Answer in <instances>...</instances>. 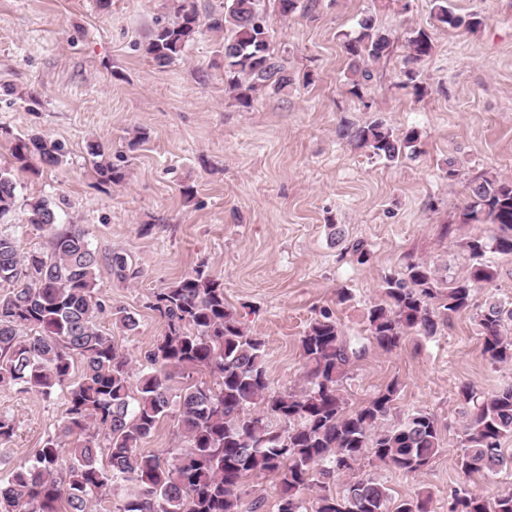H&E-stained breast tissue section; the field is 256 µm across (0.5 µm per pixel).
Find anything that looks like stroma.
<instances>
[{
    "label": "stroma",
    "instance_id": "obj_1",
    "mask_svg": "<svg viewBox=\"0 0 512 512\" xmlns=\"http://www.w3.org/2000/svg\"><path fill=\"white\" fill-rule=\"evenodd\" d=\"M450 3L457 15L484 16V26L472 33L435 24L432 0H299L286 19L276 0H259L293 82L245 107L225 87L223 33L202 30L165 68L145 54L170 0H0V167L11 163L13 136L38 132L62 145V164L19 175L18 196L49 197L60 223L84 228L99 255L123 253L140 269L139 279L122 283L103 264L96 278L105 305L96 323L132 368L161 334L147 307L152 291L203 261L223 281L225 303L264 340L271 392L304 387L299 338L330 312L357 353L343 381L348 408L395 379L385 426L418 410L436 416L441 449L423 470L361 464L392 503L426 491L432 512H448L461 485L488 498L512 490V471L466 482L457 468L468 413L459 387L488 394L512 382V365L483 356L476 319L490 301L512 302V256H495L494 285L476 288L473 310L453 315L436 335L412 334L385 352L366 333L386 274L421 259L440 277L461 275L470 264L463 242L491 235L490 225L459 221L466 183L486 171L512 179V0ZM371 12L395 40L357 97L342 36ZM415 26L433 41L416 65L428 85L420 97L400 86ZM10 86L35 95L38 106L5 95ZM376 118L398 133L418 129L421 154L389 164L340 134ZM141 132L145 141L132 146ZM93 141L124 170L122 184L99 180ZM451 162L459 171L452 181ZM186 185L192 196L183 195ZM333 224L342 242L331 240ZM357 240L369 246L366 262L345 253ZM341 289L349 301L338 302ZM118 307L138 321L134 334L117 324ZM65 409L61 393L0 386V414L15 422L0 445V477L56 436Z\"/></svg>",
    "mask_w": 512,
    "mask_h": 512
}]
</instances>
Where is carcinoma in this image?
<instances>
[{
    "instance_id": "carcinoma-1",
    "label": "carcinoma",
    "mask_w": 512,
    "mask_h": 512,
    "mask_svg": "<svg viewBox=\"0 0 512 512\" xmlns=\"http://www.w3.org/2000/svg\"><path fill=\"white\" fill-rule=\"evenodd\" d=\"M173 14L153 30L146 54L159 67L181 58L202 27L227 33L224 76L235 99L247 106L259 93L279 94L293 78L275 53L258 0H224V10L202 21L192 0H176ZM433 18L451 28L476 31L484 19L457 16L448 0H432ZM390 31L373 15L358 21L346 37L351 63L350 92L371 79L367 61L388 55ZM427 30L409 32L401 86L426 91L413 65L429 55ZM373 158L395 162L420 153L416 128L396 134L376 119L345 131ZM101 181L119 185L125 173L93 142ZM61 145L40 133L15 138L13 161L0 167V221L18 202L17 176L61 162ZM459 215L462 224H489L492 235L464 242L471 264L451 282L425 260L384 277V299L370 306L367 336L389 352L411 332L434 336L453 314L472 307L476 287L493 283L497 270L486 255L512 256V179L493 175L470 180ZM27 223L50 232L49 247L20 253L15 240L0 234V385L49 397L61 391L66 413L61 437L49 439L29 459L0 479V512H90L103 490L128 492L113 512H238L242 485L268 476L278 486L277 512H429L430 495L390 506L387 488L356 474L365 459L405 474L427 467L441 448L438 421L418 410L397 427L382 421L396 399L391 382L362 405L347 410L343 380L356 357L328 312L313 320L300 349L307 386L271 395L265 342L251 335L224 302V283L201 262L192 272L150 296L147 308L162 324L161 336L144 354L138 384L131 388L129 359L95 323L103 302L95 291L101 257L77 225L58 227L55 204L45 196L24 200ZM114 277L135 281L140 270L121 253L106 257ZM482 354L492 364L512 363V305L490 301L477 313ZM82 372L72 380L75 365ZM208 371L214 384L173 382ZM459 400L471 406L457 466L463 478L496 475L512 467L502 440L512 436V383L480 395L463 385ZM176 409H171V406ZM175 411L185 446L170 458L140 450L161 419ZM353 474L344 490L331 483ZM448 512H512V491L486 499L461 485L451 492Z\"/></svg>"
}]
</instances>
